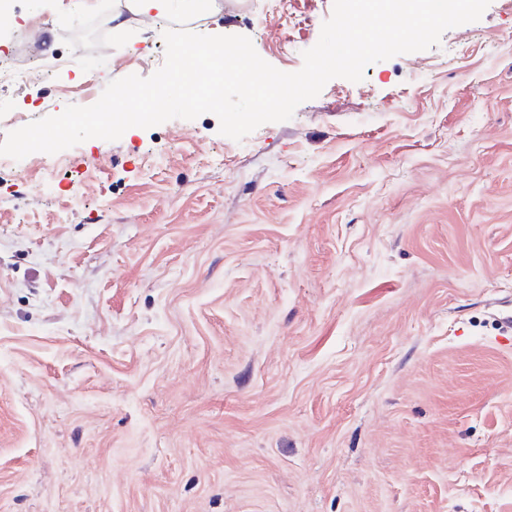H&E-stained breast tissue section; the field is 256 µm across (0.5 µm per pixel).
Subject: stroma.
<instances>
[{"label":"stroma","mask_w":512,"mask_h":512,"mask_svg":"<svg viewBox=\"0 0 512 512\" xmlns=\"http://www.w3.org/2000/svg\"><path fill=\"white\" fill-rule=\"evenodd\" d=\"M14 5L70 62L0 91V141L153 73L123 0ZM332 10L186 28L295 72ZM0 512H512V0L242 141L206 113L0 176Z\"/></svg>","instance_id":"1"}]
</instances>
